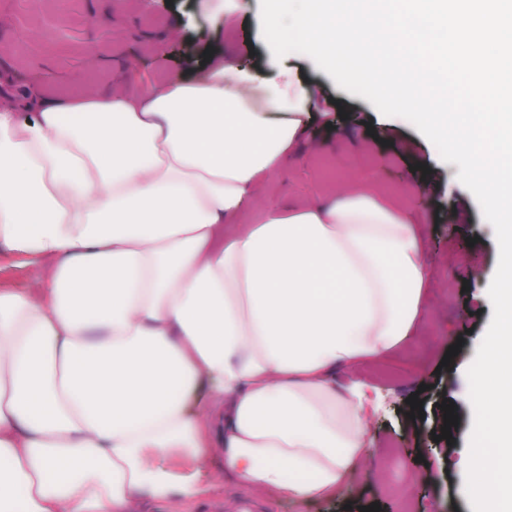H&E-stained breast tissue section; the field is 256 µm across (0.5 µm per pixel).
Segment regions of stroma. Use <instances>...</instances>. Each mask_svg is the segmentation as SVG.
Instances as JSON below:
<instances>
[{
	"label": "stroma",
	"mask_w": 512,
	"mask_h": 512,
	"mask_svg": "<svg viewBox=\"0 0 512 512\" xmlns=\"http://www.w3.org/2000/svg\"><path fill=\"white\" fill-rule=\"evenodd\" d=\"M110 4L0 0V97L20 98L33 88L58 96L90 85L108 89L112 72L93 64L84 52L88 45L157 81L193 73L218 51L262 79L274 68L289 70L316 99L297 155L270 177L258 206L315 202L331 189L376 184L386 196L407 199L427 243L426 259L438 272L409 343L362 370L383 405L369 421L376 453L359 467L344 497L304 502L254 495L216 453L201 495L182 503L146 496L140 512H359L375 503L380 512H470L463 465L470 421L466 371L492 319L482 293L497 269L498 244L477 200L458 180L457 166L443 162L407 120L382 116L307 56L274 59L261 33L260 0H238L233 12L220 16L210 12L209 0H132L121 13ZM164 35L169 42L160 52L156 42ZM37 274L27 256L0 245L1 290L33 287ZM454 344L457 355L447 356ZM412 395L422 402V415L414 419L407 402ZM443 401L454 403L458 417L450 444L432 439L444 425Z\"/></svg>",
	"instance_id": "stroma-1"
}]
</instances>
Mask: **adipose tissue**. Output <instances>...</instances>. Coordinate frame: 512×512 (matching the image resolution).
I'll return each instance as SVG.
<instances>
[{
    "mask_svg": "<svg viewBox=\"0 0 512 512\" xmlns=\"http://www.w3.org/2000/svg\"><path fill=\"white\" fill-rule=\"evenodd\" d=\"M131 81L0 101V242L42 270L0 291V512L184 502L217 450L253 494L341 497L371 454L360 371L435 280L411 212L355 183L251 213L311 115L288 72Z\"/></svg>",
    "mask_w": 512,
    "mask_h": 512,
    "instance_id": "adipose-tissue-1",
    "label": "adipose tissue"
}]
</instances>
